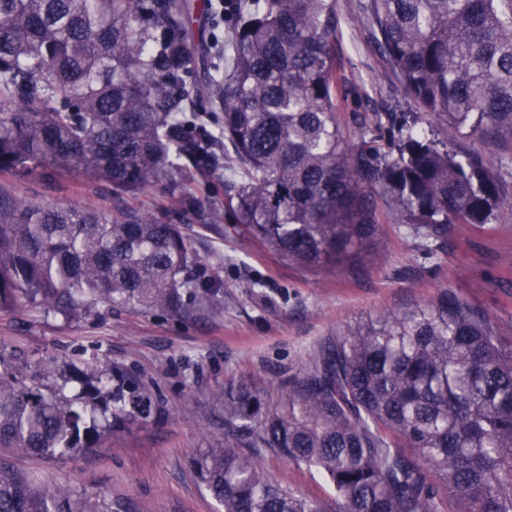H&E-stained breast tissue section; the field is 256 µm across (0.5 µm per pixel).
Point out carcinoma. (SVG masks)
<instances>
[{"mask_svg": "<svg viewBox=\"0 0 512 512\" xmlns=\"http://www.w3.org/2000/svg\"><path fill=\"white\" fill-rule=\"evenodd\" d=\"M220 44L194 42L188 0H0V172L76 170L112 206L43 205L0 189V311L70 322L105 302L184 318L218 284L181 223L236 229L288 262L375 263L381 217L430 253L448 225L496 223L505 190L476 137L512 150V0H368L374 39L417 111L385 142L338 122L333 0L211 4ZM222 123L208 140L190 128ZM224 172L200 205L188 167ZM158 186L167 205L134 204ZM450 288L348 323L267 402L224 386V430L196 469L224 512H324L271 480L264 450L329 479L339 512H512V348ZM145 387L99 361L0 354V449L53 458L148 418ZM0 458V512H123Z\"/></svg>", "mask_w": 512, "mask_h": 512, "instance_id": "cac0c4a2", "label": "carcinoma"}]
</instances>
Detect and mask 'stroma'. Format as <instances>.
Here are the masks:
<instances>
[{
    "label": "stroma",
    "mask_w": 512,
    "mask_h": 512,
    "mask_svg": "<svg viewBox=\"0 0 512 512\" xmlns=\"http://www.w3.org/2000/svg\"><path fill=\"white\" fill-rule=\"evenodd\" d=\"M365 3L335 0L334 52L343 85L338 115L346 127L356 112L409 109L372 38ZM0 186L35 202L111 204L103 187L79 172L48 177L19 169L0 173ZM233 224L228 214L220 224L184 227L206 274L221 285L218 312L173 319L100 303L93 316L71 323L39 310L0 313V352L50 355L67 366L95 351L103 364L141 380L153 401L150 417L113 431L100 447L59 459L16 457L13 465L79 494L111 497L127 512H221L195 462L204 449L224 445L226 381L248 379L272 397L343 324L404 309L444 287L486 311L503 345L512 346V206L482 230L449 225L448 243L434 255L397 225H383L375 267L332 277L288 263L235 234ZM260 464L275 481L336 512V496L317 469L270 451Z\"/></svg>",
    "instance_id": "1"
}]
</instances>
